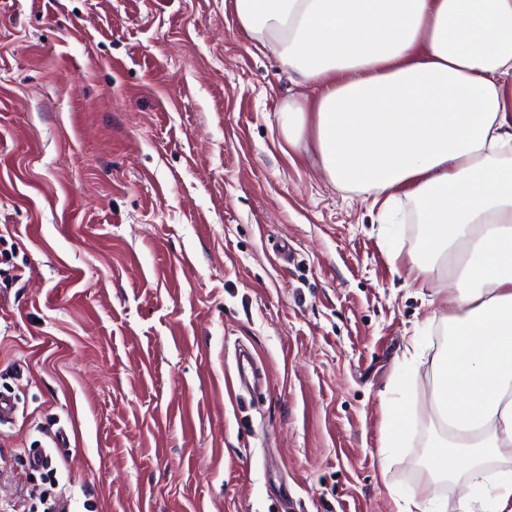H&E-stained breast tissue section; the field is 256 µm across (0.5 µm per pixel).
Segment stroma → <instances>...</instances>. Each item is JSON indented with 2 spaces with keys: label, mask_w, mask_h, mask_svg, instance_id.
Instances as JSON below:
<instances>
[{
  "label": "stroma",
  "mask_w": 512,
  "mask_h": 512,
  "mask_svg": "<svg viewBox=\"0 0 512 512\" xmlns=\"http://www.w3.org/2000/svg\"><path fill=\"white\" fill-rule=\"evenodd\" d=\"M288 87L224 0H0V505L401 512L424 480L448 282L412 200L383 223L280 150ZM387 413L390 417V427L387 431L388 447L393 448L401 442L407 421L408 398L402 392L401 397L387 400Z\"/></svg>",
  "instance_id": "35a3bbf8"
}]
</instances>
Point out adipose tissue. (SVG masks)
<instances>
[{
	"label": "adipose tissue",
	"instance_id": "ef3b65f1",
	"mask_svg": "<svg viewBox=\"0 0 512 512\" xmlns=\"http://www.w3.org/2000/svg\"><path fill=\"white\" fill-rule=\"evenodd\" d=\"M277 56L289 150L395 220L414 200L427 274L454 281L429 401L430 477L462 472L460 512H512V0H229Z\"/></svg>",
	"mask_w": 512,
	"mask_h": 512
}]
</instances>
